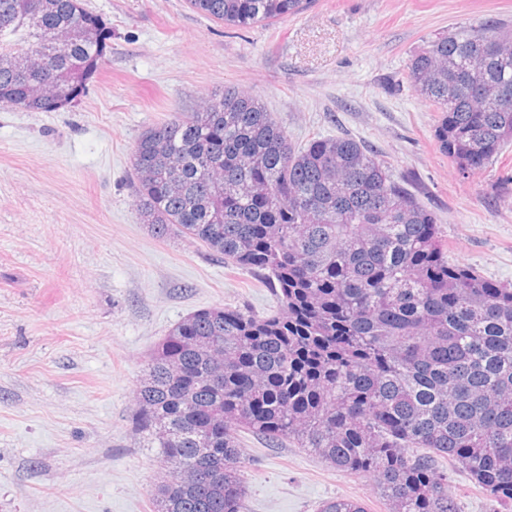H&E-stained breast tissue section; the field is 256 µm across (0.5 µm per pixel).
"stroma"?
Instances as JSON below:
<instances>
[{"label":"stroma","mask_w":512,"mask_h":512,"mask_svg":"<svg viewBox=\"0 0 512 512\" xmlns=\"http://www.w3.org/2000/svg\"><path fill=\"white\" fill-rule=\"evenodd\" d=\"M107 27L105 65L54 112L0 107V512H154L163 471L132 425L143 364L202 308H277L257 276L137 208L132 149L227 86L260 99L298 143L348 135L410 175L449 261L512 284V146L461 174L437 114L410 87L435 35L512 25V0H312L245 29L187 0H84ZM246 512H386L370 479L300 448L245 437Z\"/></svg>","instance_id":"stroma-1"}]
</instances>
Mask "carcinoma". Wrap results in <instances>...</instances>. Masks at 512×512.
Here are the masks:
<instances>
[{"mask_svg": "<svg viewBox=\"0 0 512 512\" xmlns=\"http://www.w3.org/2000/svg\"><path fill=\"white\" fill-rule=\"evenodd\" d=\"M227 26L312 0H187ZM0 106L53 112L103 64L82 0H0ZM459 172L512 142V28L484 21L414 55ZM143 223L266 277L278 310L214 306L176 323L144 365L133 425L172 466L156 512H244L241 434L371 476L388 512H460L446 459L512 505V286L448 261L407 177L349 136L295 144L231 86L148 128L133 150ZM318 512H366L336 499Z\"/></svg>", "mask_w": 512, "mask_h": 512, "instance_id": "1", "label": "carcinoma"}]
</instances>
